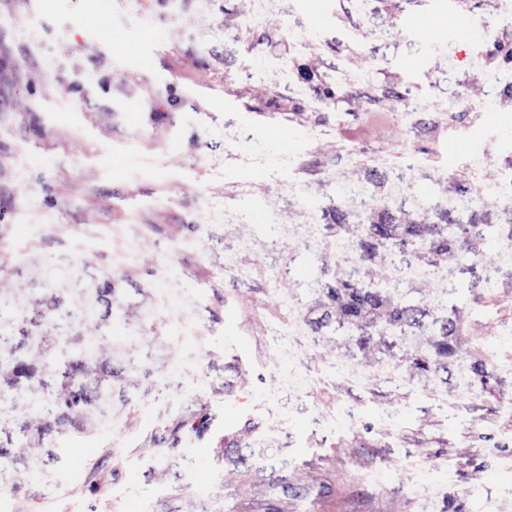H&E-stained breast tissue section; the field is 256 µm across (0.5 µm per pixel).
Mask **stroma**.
Masks as SVG:
<instances>
[{
    "instance_id": "1",
    "label": "stroma",
    "mask_w": 512,
    "mask_h": 512,
    "mask_svg": "<svg viewBox=\"0 0 512 512\" xmlns=\"http://www.w3.org/2000/svg\"><path fill=\"white\" fill-rule=\"evenodd\" d=\"M506 17L512 0H0V286L112 278V364L134 380L57 437L68 465L0 466V512H512L498 243L497 288L464 310L496 396L348 361L291 300L319 274L316 203L363 167H418L429 197L512 178ZM462 92L478 110L452 109Z\"/></svg>"
}]
</instances>
